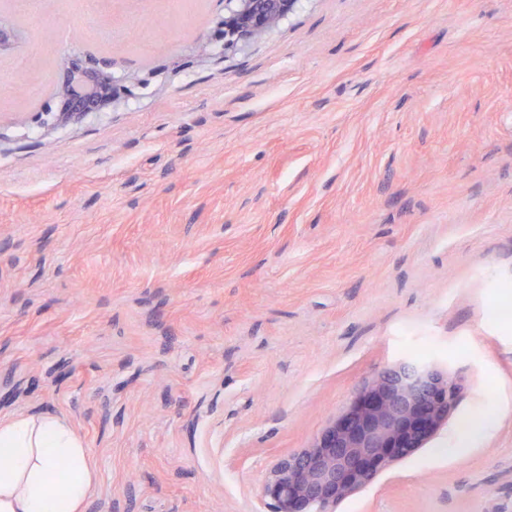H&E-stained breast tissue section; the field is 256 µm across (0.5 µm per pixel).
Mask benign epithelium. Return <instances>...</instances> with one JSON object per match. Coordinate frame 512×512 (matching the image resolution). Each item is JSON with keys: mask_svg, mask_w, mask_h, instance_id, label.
<instances>
[{"mask_svg": "<svg viewBox=\"0 0 512 512\" xmlns=\"http://www.w3.org/2000/svg\"><path fill=\"white\" fill-rule=\"evenodd\" d=\"M232 2L214 36L226 50L262 38L298 0ZM13 38V24L1 15L0 56L12 49ZM139 82L134 73L114 76L110 59L67 56L52 87L55 121L65 124L99 111ZM458 394L452 378L425 363L404 362L381 372L308 447L276 458L260 492L267 512H335L337 504L421 447L448 420Z\"/></svg>", "mask_w": 512, "mask_h": 512, "instance_id": "7a95c632", "label": "benign epithelium"}]
</instances>
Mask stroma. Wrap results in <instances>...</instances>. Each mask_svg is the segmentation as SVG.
Here are the masks:
<instances>
[{
  "label": "stroma",
  "mask_w": 512,
  "mask_h": 512,
  "mask_svg": "<svg viewBox=\"0 0 512 512\" xmlns=\"http://www.w3.org/2000/svg\"><path fill=\"white\" fill-rule=\"evenodd\" d=\"M0 0V423L82 439L84 512H264L272 461L418 359L459 400L336 512H512V0ZM136 73L65 126L61 56ZM299 0H232L224 14L222 31L212 41L224 42L225 50L243 47L262 38L294 11Z\"/></svg>",
  "instance_id": "1"
}]
</instances>
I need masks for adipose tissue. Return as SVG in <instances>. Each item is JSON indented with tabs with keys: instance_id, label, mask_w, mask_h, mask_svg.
<instances>
[{
	"instance_id": "1",
	"label": "adipose tissue",
	"mask_w": 512,
	"mask_h": 512,
	"mask_svg": "<svg viewBox=\"0 0 512 512\" xmlns=\"http://www.w3.org/2000/svg\"><path fill=\"white\" fill-rule=\"evenodd\" d=\"M92 480L81 440L58 417L0 424V512H83Z\"/></svg>"
}]
</instances>
